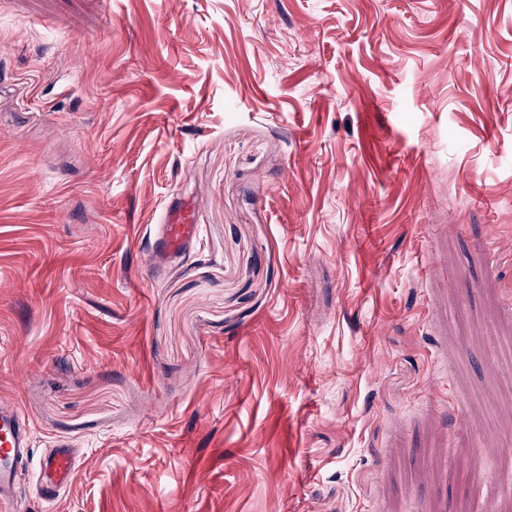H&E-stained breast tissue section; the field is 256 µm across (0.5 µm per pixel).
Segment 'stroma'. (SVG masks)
<instances>
[{"instance_id": "obj_1", "label": "stroma", "mask_w": 512, "mask_h": 512, "mask_svg": "<svg viewBox=\"0 0 512 512\" xmlns=\"http://www.w3.org/2000/svg\"><path fill=\"white\" fill-rule=\"evenodd\" d=\"M1 397L17 512H512V0H0ZM199 224L189 202L171 203L165 214L164 224L154 235V250L168 256H177L191 242L195 241ZM31 424L20 406L0 402V503L13 502L19 480V468L29 459ZM71 447L68 440H56L53 448L44 453L39 461L42 491L48 500L70 482L76 469V458Z\"/></svg>"}]
</instances>
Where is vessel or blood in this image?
<instances>
[{"label":"vessel or blood","instance_id":"b4317fda","mask_svg":"<svg viewBox=\"0 0 512 512\" xmlns=\"http://www.w3.org/2000/svg\"><path fill=\"white\" fill-rule=\"evenodd\" d=\"M199 226L190 203L169 205L165 221L154 235V249L168 256L179 255L195 241ZM31 424L20 406L13 402H0V503L14 501L19 468L30 455ZM76 468V458L71 444L56 440L39 461L42 491L46 498L70 482Z\"/></svg>","mask_w":512,"mask_h":512}]
</instances>
